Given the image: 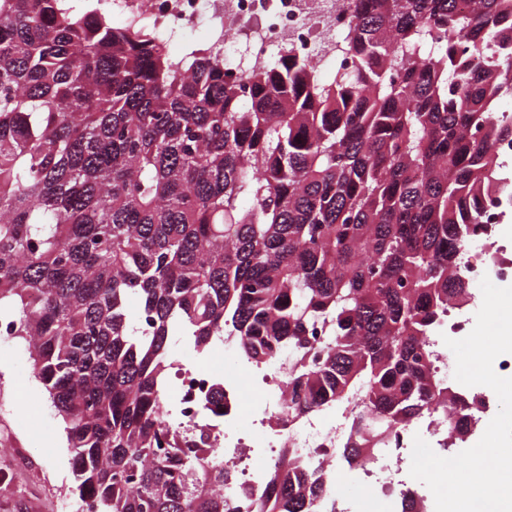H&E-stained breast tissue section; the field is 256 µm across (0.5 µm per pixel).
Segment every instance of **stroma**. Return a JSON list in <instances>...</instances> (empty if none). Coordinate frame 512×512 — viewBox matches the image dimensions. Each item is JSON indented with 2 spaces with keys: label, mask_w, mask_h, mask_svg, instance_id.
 Wrapping results in <instances>:
<instances>
[{
  "label": "stroma",
  "mask_w": 512,
  "mask_h": 512,
  "mask_svg": "<svg viewBox=\"0 0 512 512\" xmlns=\"http://www.w3.org/2000/svg\"><path fill=\"white\" fill-rule=\"evenodd\" d=\"M79 501L64 427L29 353L0 340V512H77Z\"/></svg>",
  "instance_id": "stroma-1"
}]
</instances>
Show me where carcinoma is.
<instances>
[{
	"label": "carcinoma",
	"mask_w": 512,
	"mask_h": 512,
	"mask_svg": "<svg viewBox=\"0 0 512 512\" xmlns=\"http://www.w3.org/2000/svg\"><path fill=\"white\" fill-rule=\"evenodd\" d=\"M342 2L325 82L289 53L238 75L209 45L170 56L105 0H0V319L92 512H225L210 432L163 416L179 343L288 351L276 425L357 408L345 462L439 411L449 440L471 427L430 344L471 299L480 193L512 207V0ZM272 469L255 512L331 494L291 448Z\"/></svg>",
	"instance_id": "carcinoma-1"
}]
</instances>
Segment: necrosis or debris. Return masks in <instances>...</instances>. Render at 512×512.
<instances>
[{
  "label": "necrosis or debris",
  "instance_id": "1",
  "mask_svg": "<svg viewBox=\"0 0 512 512\" xmlns=\"http://www.w3.org/2000/svg\"><path fill=\"white\" fill-rule=\"evenodd\" d=\"M113 13L126 23H145L157 34V44L171 50L175 39L201 24L209 26V44L225 51L228 43L245 46L250 60L267 62L280 47L291 46L297 55L316 64L335 61L329 46L337 31L344 29L348 16L338 0H113ZM503 222L502 207L490 202L486 207L485 230L480 249L467 252L464 272L472 283L482 277L495 280L500 286L512 285V242L499 234ZM288 372L287 355H277L266 365H239L225 371L223 364L207 369L183 372L178 383L177 425L207 424L224 446V465L231 478L224 485L227 512H253L256 499L271 494L267 469L281 448L299 449L310 461L324 465L343 447L350 428L351 412L336 414L323 410L290 430L255 437L253 430L234 434L241 423L244 385L260 378L269 389H277ZM223 378L228 405L223 419L203 412L195 402L214 378ZM425 436L439 456L448 454V437L440 417L412 422L397 431L387 451L373 463L344 464L337 475H357L366 485L361 512H398L405 497L431 499L428 487L417 485L411 478V452L414 436Z\"/></svg>",
  "mask_w": 512,
  "mask_h": 512
}]
</instances>
